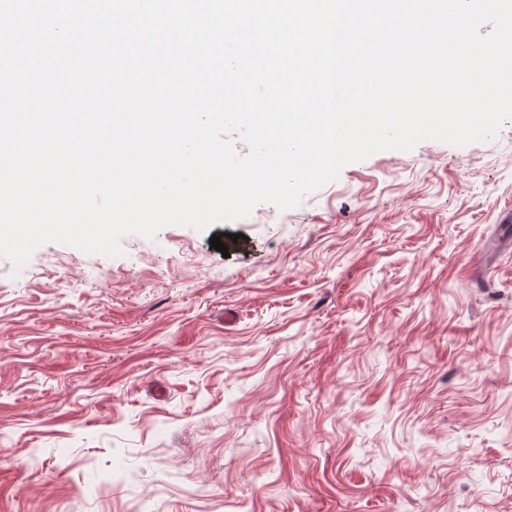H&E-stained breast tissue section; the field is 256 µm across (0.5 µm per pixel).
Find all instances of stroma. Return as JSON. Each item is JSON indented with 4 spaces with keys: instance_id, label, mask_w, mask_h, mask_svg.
<instances>
[{
    "instance_id": "1",
    "label": "stroma",
    "mask_w": 512,
    "mask_h": 512,
    "mask_svg": "<svg viewBox=\"0 0 512 512\" xmlns=\"http://www.w3.org/2000/svg\"><path fill=\"white\" fill-rule=\"evenodd\" d=\"M509 213L512 122L0 259V512H512Z\"/></svg>"
}]
</instances>
